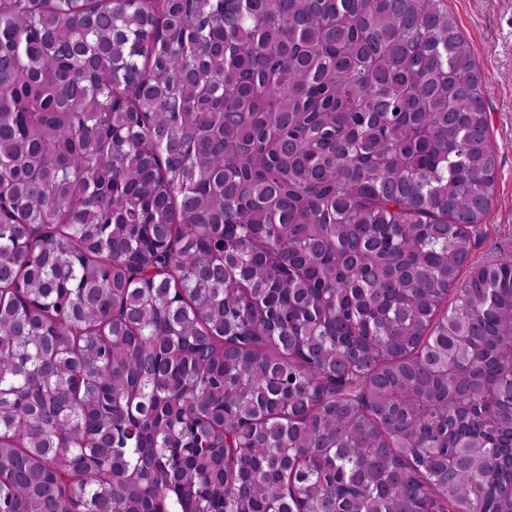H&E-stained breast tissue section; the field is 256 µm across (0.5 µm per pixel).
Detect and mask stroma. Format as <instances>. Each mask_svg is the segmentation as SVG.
<instances>
[{"instance_id":"stroma-1","label":"stroma","mask_w":512,"mask_h":512,"mask_svg":"<svg viewBox=\"0 0 512 512\" xmlns=\"http://www.w3.org/2000/svg\"><path fill=\"white\" fill-rule=\"evenodd\" d=\"M485 78L496 151L492 207L473 238L469 264L512 260V0H446Z\"/></svg>"}]
</instances>
